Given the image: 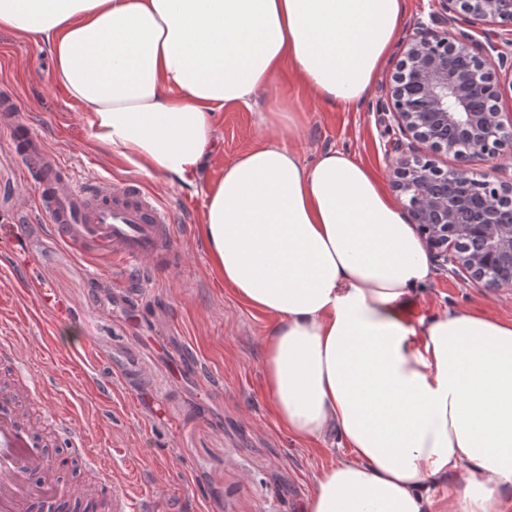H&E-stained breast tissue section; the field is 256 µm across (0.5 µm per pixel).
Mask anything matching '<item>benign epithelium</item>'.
<instances>
[{
  "label": "benign epithelium",
  "mask_w": 512,
  "mask_h": 512,
  "mask_svg": "<svg viewBox=\"0 0 512 512\" xmlns=\"http://www.w3.org/2000/svg\"><path fill=\"white\" fill-rule=\"evenodd\" d=\"M442 14L415 22L405 59L377 108L409 142L392 168V187L441 270L474 286L512 288V174L497 160L512 153V113L499 110L500 78L512 87V0H436ZM486 28L485 44L453 30L457 14ZM493 163L475 172L443 169L439 155Z\"/></svg>",
  "instance_id": "7a95c632"
}]
</instances>
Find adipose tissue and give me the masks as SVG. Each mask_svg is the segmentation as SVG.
Here are the masks:
<instances>
[{"instance_id": "obj_1", "label": "adipose tissue", "mask_w": 512, "mask_h": 512, "mask_svg": "<svg viewBox=\"0 0 512 512\" xmlns=\"http://www.w3.org/2000/svg\"><path fill=\"white\" fill-rule=\"evenodd\" d=\"M403 0H0V30L46 43L91 139L167 183L200 174L214 115L258 102L279 65L354 106L396 40ZM214 273L270 315L262 367L279 422L340 435L349 457L302 512H512V321H409L433 277L381 178L348 152L304 162L280 136L206 193Z\"/></svg>"}]
</instances>
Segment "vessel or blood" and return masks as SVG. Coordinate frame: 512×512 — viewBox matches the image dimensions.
Returning a JSON list of instances; mask_svg holds the SVG:
<instances>
[{
    "instance_id": "1",
    "label": "vessel or blood",
    "mask_w": 512,
    "mask_h": 512,
    "mask_svg": "<svg viewBox=\"0 0 512 512\" xmlns=\"http://www.w3.org/2000/svg\"><path fill=\"white\" fill-rule=\"evenodd\" d=\"M17 106L15 94L1 89L0 124L13 127L15 155L35 187L36 208L60 239L80 250L98 248L110 256L114 269L130 276L155 272L174 256L175 218L168 206L135 181H76L40 135L17 124ZM0 366L14 378L7 395L0 396V512H32L63 497L86 502L82 491L59 483L63 458L43 452L52 440L77 454L95 480L111 489V500L97 502V512H159L156 498L135 491L133 473L112 470L74 421L50 410L45 427L36 426L20 401L44 404L49 392L36 381L34 364L22 361L17 342L0 339Z\"/></svg>"
}]
</instances>
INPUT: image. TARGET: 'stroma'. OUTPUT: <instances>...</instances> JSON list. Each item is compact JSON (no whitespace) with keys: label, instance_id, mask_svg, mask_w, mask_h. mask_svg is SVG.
<instances>
[{"label":"stroma","instance_id":"35a3bbf8","mask_svg":"<svg viewBox=\"0 0 512 512\" xmlns=\"http://www.w3.org/2000/svg\"><path fill=\"white\" fill-rule=\"evenodd\" d=\"M435 0H404L400 32L358 105L343 108L313 97L281 64L265 104L284 102L301 120L286 137L308 163L342 150L390 182L397 136L386 97L415 19L436 12ZM0 86L18 98V119L32 126L84 181L136 176L121 156L95 144L80 106L58 86L46 44L0 31ZM217 149L199 179L165 184L140 177L176 215L178 264L143 279H120L111 261L57 238L36 210L35 189L12 155V131L0 125V226L24 227V249L0 237V290L19 276L37 278L68 318L54 346L43 351L42 322L23 301L0 304V336L15 337L69 416L112 466L137 461L141 492L170 503L173 512H301L316 476L345 458L340 439L296 438L274 415L262 370V340L272 318L226 288L211 269L200 236L209 183L240 153L270 135L259 112L225 107L215 118ZM467 310L512 320V289L489 292L467 278L435 271L408 308L410 319ZM92 344L94 359L114 384L102 396L73 352Z\"/></svg>","mask_w":512,"mask_h":512}]
</instances>
